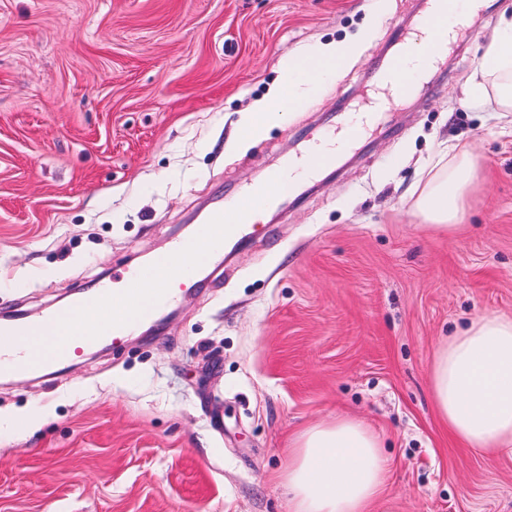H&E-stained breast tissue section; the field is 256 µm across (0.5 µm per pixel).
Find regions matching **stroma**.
I'll use <instances>...</instances> for the list:
<instances>
[{
	"label": "stroma",
	"instance_id": "1",
	"mask_svg": "<svg viewBox=\"0 0 512 512\" xmlns=\"http://www.w3.org/2000/svg\"><path fill=\"white\" fill-rule=\"evenodd\" d=\"M337 167L299 182L137 334L0 379V512H288V452L336 417L380 439L369 512H512V454L466 447L430 389L437 348L512 316V122L464 83L501 11ZM417 0H0V315L64 308L190 238L359 105ZM359 40L288 119L236 146L285 54ZM470 142L466 220L414 221L444 145Z\"/></svg>",
	"mask_w": 512,
	"mask_h": 512
}]
</instances>
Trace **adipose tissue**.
<instances>
[{
  "instance_id": "adipose-tissue-1",
  "label": "adipose tissue",
  "mask_w": 512,
  "mask_h": 512,
  "mask_svg": "<svg viewBox=\"0 0 512 512\" xmlns=\"http://www.w3.org/2000/svg\"><path fill=\"white\" fill-rule=\"evenodd\" d=\"M345 46L326 45L310 56L286 55L275 94L247 116L244 136L256 137L278 125L301 103V86H315L350 59ZM466 102L512 115V16L502 17L465 87ZM478 170L468 145L438 151L424 170L410 204L419 223L454 225L465 213ZM297 167L274 172L262 197L241 199L250 221L271 209L284 180L305 179ZM433 400L451 433L467 447L512 452V317L475 320L442 347L430 372ZM387 459L378 436L357 420L339 417L310 427L288 459L285 487L290 512H367L383 489Z\"/></svg>"
}]
</instances>
